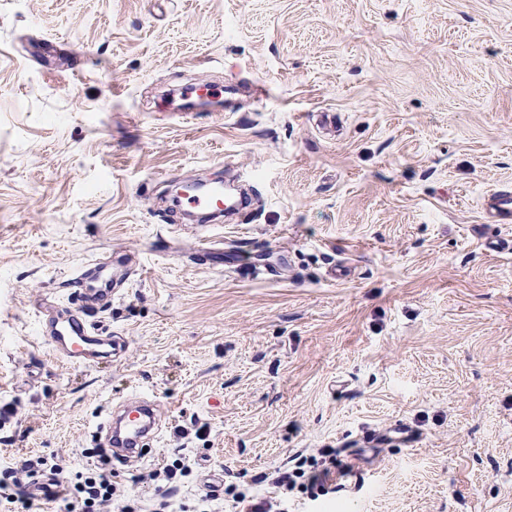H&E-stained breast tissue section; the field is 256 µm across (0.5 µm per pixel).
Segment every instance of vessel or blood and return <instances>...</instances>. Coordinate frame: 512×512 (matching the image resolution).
Here are the masks:
<instances>
[{
	"label": "vessel or blood",
	"instance_id": "vessel-or-blood-1",
	"mask_svg": "<svg viewBox=\"0 0 512 512\" xmlns=\"http://www.w3.org/2000/svg\"><path fill=\"white\" fill-rule=\"evenodd\" d=\"M485 212L495 222L512 221V190L496 189L486 201ZM131 274V263L124 257L108 265L92 263L83 267L71 280L70 308L40 305V337L61 358L75 363L94 364L121 356L124 340L104 332L94 314L111 307ZM98 432L102 458L125 465L135 463L142 455L144 440L158 432L157 406L145 400L125 403L114 418L103 421Z\"/></svg>",
	"mask_w": 512,
	"mask_h": 512
}]
</instances>
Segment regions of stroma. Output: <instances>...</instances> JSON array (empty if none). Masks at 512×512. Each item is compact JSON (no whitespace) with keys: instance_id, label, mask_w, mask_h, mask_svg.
Listing matches in <instances>:
<instances>
[{"instance_id":"35a3bbf8","label":"stroma","mask_w":512,"mask_h":512,"mask_svg":"<svg viewBox=\"0 0 512 512\" xmlns=\"http://www.w3.org/2000/svg\"><path fill=\"white\" fill-rule=\"evenodd\" d=\"M185 83L238 93L188 112L164 99ZM190 176L251 203L185 223L161 197ZM502 185L512 0H0V466L78 477L109 406L146 396L163 429L112 482L144 502L139 473L189 460L170 512H247L323 448L288 512H512ZM116 255L139 272L97 319L125 350L68 362L36 306ZM485 212L494 222L505 224L512 220V190L496 189L486 201Z\"/></svg>"}]
</instances>
